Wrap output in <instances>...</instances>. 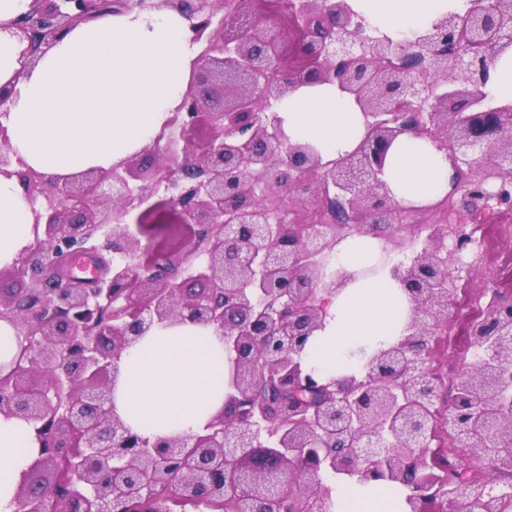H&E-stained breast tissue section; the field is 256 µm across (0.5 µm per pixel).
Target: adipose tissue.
Listing matches in <instances>:
<instances>
[{
  "label": "adipose tissue",
  "mask_w": 512,
  "mask_h": 512,
  "mask_svg": "<svg viewBox=\"0 0 512 512\" xmlns=\"http://www.w3.org/2000/svg\"><path fill=\"white\" fill-rule=\"evenodd\" d=\"M372 32L413 39L468 0H347ZM31 0H0V85L11 100L0 113L12 151L55 179L118 164L152 142L189 85L198 55L183 18L160 10L106 15L76 26L30 68L12 27ZM494 104L512 105V47L490 67L482 87ZM277 116L289 142L311 146L322 162L352 153L367 127L353 94L338 84L302 85L281 101ZM454 169L429 138L399 135L383 179L394 201L420 208L446 197ZM34 217L17 178L0 176V268L35 240ZM382 243L368 234L339 240L334 267L347 280L331 297L322 326L309 338L303 363L323 379L360 374L368 352L396 342L411 303ZM232 359L220 331L173 322L153 327L123 352L112 385L113 413L149 439L203 431L224 407ZM34 428L0 415V512H15L23 472L37 456ZM403 487L335 480L336 512H401Z\"/></svg>",
  "instance_id": "adipose-tissue-1"
}]
</instances>
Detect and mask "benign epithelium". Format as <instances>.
<instances>
[{
    "label": "benign epithelium",
    "instance_id": "benign-epithelium-1",
    "mask_svg": "<svg viewBox=\"0 0 512 512\" xmlns=\"http://www.w3.org/2000/svg\"><path fill=\"white\" fill-rule=\"evenodd\" d=\"M189 21L205 48L178 117L198 123L203 141L171 136L152 168L126 159L109 169L47 182L11 154L0 136V174L26 189L41 229L8 268L15 287L0 289V320L12 324L26 371L0 382V414L33 424L38 457L23 473L17 512H131L175 481L185 500L231 497L236 512L286 497L288 512H331L322 477L391 481L409 489L408 512L454 510L467 482L445 483L429 441L450 435L451 468L482 461L489 473L480 512H501L512 495V303L489 307L468 327L480 352L449 388L426 350L448 325V265L472 243L464 226L434 228L399 279L412 304L408 335L366 362L362 376L322 381L302 366L336 279L323 274L336 225L269 224L267 194H309L311 210L338 213L359 234L392 224L399 206L382 179L393 140L410 133L448 152L455 182L448 203L479 214L487 184L512 174V106L481 90L499 54L512 46V0H469L413 41L365 34L345 0H298L285 32L273 23L279 0H263L231 39L208 32L224 0H162ZM155 0H33L12 23L28 68L73 26L103 14L152 10ZM354 94L370 118L352 153L329 164L308 146L288 143L276 116L264 114L302 84L334 83ZM164 180L166 223L190 228L176 249L144 255L124 217L140 206L138 182ZM92 258L101 275L67 271ZM109 323L87 325L99 310ZM210 325L234 354L224 411L204 432L150 441L112 413V382L122 353L167 321ZM87 452L65 496L54 493L55 456L74 435Z\"/></svg>",
    "mask_w": 512,
    "mask_h": 512
}]
</instances>
